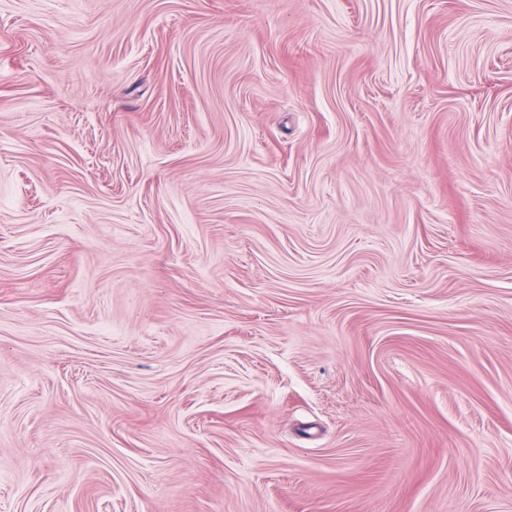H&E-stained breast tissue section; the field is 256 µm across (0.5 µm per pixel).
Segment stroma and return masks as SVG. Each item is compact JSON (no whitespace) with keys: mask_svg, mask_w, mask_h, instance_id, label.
<instances>
[{"mask_svg":"<svg viewBox=\"0 0 512 512\" xmlns=\"http://www.w3.org/2000/svg\"><path fill=\"white\" fill-rule=\"evenodd\" d=\"M0 512H512V0H0Z\"/></svg>","mask_w":512,"mask_h":512,"instance_id":"1","label":"stroma"}]
</instances>
